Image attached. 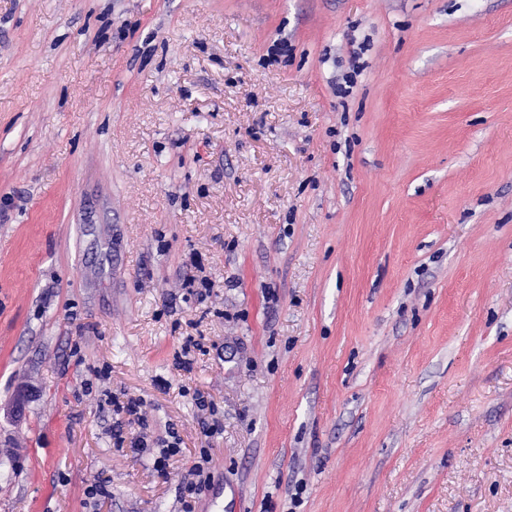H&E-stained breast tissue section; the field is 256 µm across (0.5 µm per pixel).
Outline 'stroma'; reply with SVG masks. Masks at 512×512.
<instances>
[{
  "label": "stroma",
  "mask_w": 512,
  "mask_h": 512,
  "mask_svg": "<svg viewBox=\"0 0 512 512\" xmlns=\"http://www.w3.org/2000/svg\"><path fill=\"white\" fill-rule=\"evenodd\" d=\"M204 446L238 512H512V0H0V512Z\"/></svg>",
  "instance_id": "1"
}]
</instances>
